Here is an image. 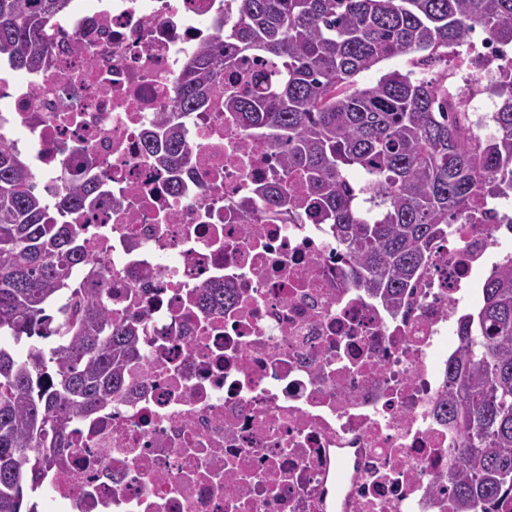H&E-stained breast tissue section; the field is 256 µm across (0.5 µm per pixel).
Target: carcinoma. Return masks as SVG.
<instances>
[{
  "label": "carcinoma",
  "mask_w": 512,
  "mask_h": 512,
  "mask_svg": "<svg viewBox=\"0 0 512 512\" xmlns=\"http://www.w3.org/2000/svg\"><path fill=\"white\" fill-rule=\"evenodd\" d=\"M71 0H0V60L50 65L47 39ZM482 29L512 45V0H238L224 33L188 62L175 112L161 117L160 165L186 161L183 119L224 98V111L280 157L278 179L256 185L271 211L282 182L301 178L305 210L334 225L351 283L392 305L424 271L444 226L483 195L512 192V74L491 81L502 99L495 134L473 135L446 79L416 74ZM283 63L271 89L224 91V72L249 58ZM407 57L411 69L360 87L355 77ZM19 152L0 139V337L30 340L18 358L0 344V512L22 510L73 448V429L122 395L137 356L140 319L112 311V288L89 264L83 224L62 216L93 207L97 186L75 183L48 204ZM199 303L224 307V289ZM465 341L448 365L444 415L458 433L448 487L456 512H512V267L459 319Z\"/></svg>",
  "instance_id": "obj_1"
}]
</instances>
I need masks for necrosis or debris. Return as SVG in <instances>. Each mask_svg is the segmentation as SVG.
Instances as JSON below:
<instances>
[{"label":"necrosis or debris","mask_w":512,"mask_h":512,"mask_svg":"<svg viewBox=\"0 0 512 512\" xmlns=\"http://www.w3.org/2000/svg\"><path fill=\"white\" fill-rule=\"evenodd\" d=\"M236 8L73 0L48 69L0 68V139L47 200L101 179L87 256L143 324L125 396L80 422L49 476L55 512H454L436 482L456 438L446 370L457 316L512 266V204L476 198L394 313L352 287L331 225L253 196L276 154L223 107L185 119L188 163L161 168L145 134ZM280 72L249 60L224 86ZM216 285L230 305L202 309Z\"/></svg>","instance_id":"1"}]
</instances>
